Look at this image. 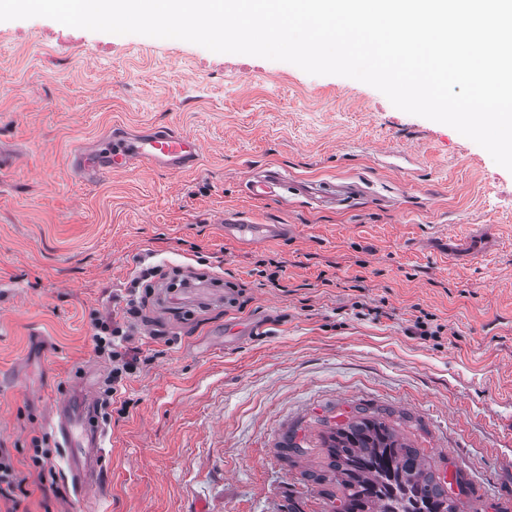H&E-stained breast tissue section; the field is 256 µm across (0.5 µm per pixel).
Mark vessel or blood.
Masks as SVG:
<instances>
[{
    "instance_id": "obj_1",
    "label": "vessel or blood",
    "mask_w": 512,
    "mask_h": 512,
    "mask_svg": "<svg viewBox=\"0 0 512 512\" xmlns=\"http://www.w3.org/2000/svg\"><path fill=\"white\" fill-rule=\"evenodd\" d=\"M202 146L195 137L169 128H151L132 135L121 128H113L107 137L75 145L67 154L66 162L71 172L84 182L92 183L104 175L133 168L164 170L180 173L197 166ZM288 180L278 171L251 181L249 193L261 198L273 193L275 188L287 187ZM224 234L229 238H258L263 240L287 236L285 224H238L231 217H224ZM49 414L53 419V432L62 440H69L71 417L68 403L52 401ZM102 453L99 434L93 427H86L84 442L79 455L69 456V473L78 496H86L92 485L98 484L95 459Z\"/></svg>"
}]
</instances>
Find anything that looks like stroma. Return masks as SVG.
Listing matches in <instances>:
<instances>
[{"label":"stroma","mask_w":512,"mask_h":512,"mask_svg":"<svg viewBox=\"0 0 512 512\" xmlns=\"http://www.w3.org/2000/svg\"><path fill=\"white\" fill-rule=\"evenodd\" d=\"M171 127L196 169L72 177L76 141ZM0 446L27 457L94 354L90 314L140 259L180 269L155 291L159 324L132 340L161 357L127 379L104 425L100 487L54 512H331L310 480L355 410L382 412L435 473L470 483L460 512H512V172L454 128L376 88L178 40L45 17L0 21ZM268 168L349 182L352 205L251 199ZM292 224L247 246L219 219ZM280 263L279 286L260 270ZM368 315H358L356 304ZM433 316L439 339L419 336ZM304 455L285 460L287 436Z\"/></svg>","instance_id":"stroma-1"}]
</instances>
